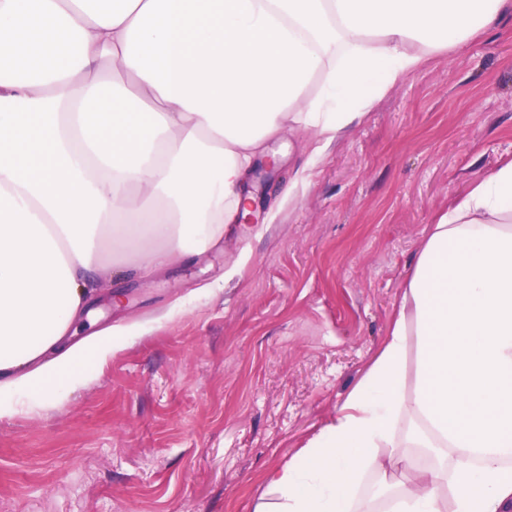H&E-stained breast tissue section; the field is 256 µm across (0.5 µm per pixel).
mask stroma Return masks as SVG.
Segmentation results:
<instances>
[{
    "mask_svg": "<svg viewBox=\"0 0 512 512\" xmlns=\"http://www.w3.org/2000/svg\"><path fill=\"white\" fill-rule=\"evenodd\" d=\"M288 142L222 248L124 285L103 250L95 326L132 331L0 418V512H254L384 343L435 216L512 161V16L400 78L291 197Z\"/></svg>",
    "mask_w": 512,
    "mask_h": 512,
    "instance_id": "obj_1",
    "label": "stroma"
}]
</instances>
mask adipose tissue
Wrapping results in <instances>:
<instances>
[{"label":"adipose tissue","instance_id":"obj_1","mask_svg":"<svg viewBox=\"0 0 512 512\" xmlns=\"http://www.w3.org/2000/svg\"><path fill=\"white\" fill-rule=\"evenodd\" d=\"M0 0V417L83 359L102 271L218 245L282 132L312 159L512 0ZM109 72H102V65ZM376 478L389 494L363 493ZM255 512H512V162L439 213L384 345Z\"/></svg>","mask_w":512,"mask_h":512}]
</instances>
